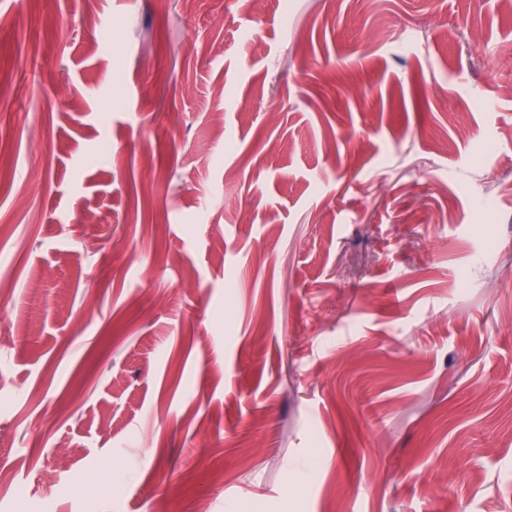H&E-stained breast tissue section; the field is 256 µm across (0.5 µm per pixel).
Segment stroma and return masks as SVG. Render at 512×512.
Here are the masks:
<instances>
[{
	"label": "stroma",
	"instance_id": "1",
	"mask_svg": "<svg viewBox=\"0 0 512 512\" xmlns=\"http://www.w3.org/2000/svg\"><path fill=\"white\" fill-rule=\"evenodd\" d=\"M40 501L512 512L507 0H0V512Z\"/></svg>",
	"mask_w": 512,
	"mask_h": 512
}]
</instances>
